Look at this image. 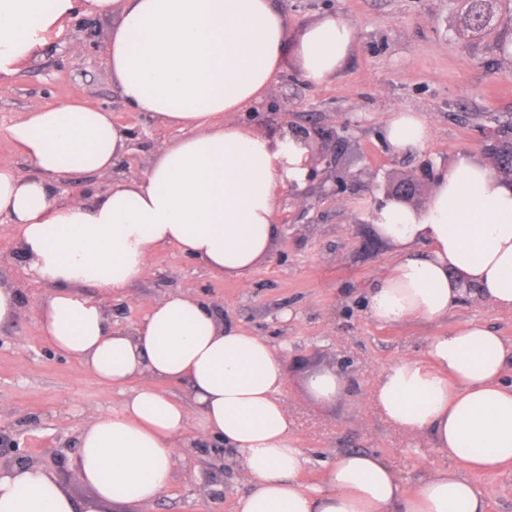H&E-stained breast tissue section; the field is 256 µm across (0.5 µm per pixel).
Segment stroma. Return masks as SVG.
Masks as SVG:
<instances>
[{"mask_svg": "<svg viewBox=\"0 0 512 512\" xmlns=\"http://www.w3.org/2000/svg\"><path fill=\"white\" fill-rule=\"evenodd\" d=\"M289 30L338 14L353 22L359 39L336 78L298 89L288 102L294 126H346L343 161L360 174L365 190L305 207L284 194L276 212L278 235L267 258L241 283L211 274L173 248L153 255L145 276L124 292L86 288L112 309V325L141 321L153 301L185 292L218 308L225 322L265 336L285 356L284 397L294 418L293 436L309 463L302 482L317 485L340 453L364 451L389 462L407 490L442 460L434 449L388 425L372 391L380 373L402 357L421 356L428 336L478 323L512 339V313L466 297L443 320L383 325L366 306L367 295L389 268L392 248L380 239L372 213L396 176L431 164L446 173L458 158L483 159L500 125L512 121V24L479 35L462 32L461 0H277ZM99 38L76 42L75 24L50 40L38 59L0 83V166L26 163L3 132L20 116L82 95L136 130L124 155L123 176H141L152 151L176 137L175 129L131 111L103 54L112 17H96ZM394 111L420 112L432 129L422 149L398 150L382 129ZM111 174H63L50 181L53 202L107 189ZM0 282L16 285L19 309L0 324V434L20 455L52 474L75 501L92 496L72 462L87 421L119 406V388L99 382L76 360L44 339L36 307L51 292L17 253L12 225L0 223ZM338 374L345 388L336 400L314 398L307 388L318 372ZM487 512H512V470L469 473ZM248 488L232 450L194 441L171 487L157 500L109 504L103 512H235Z\"/></svg>", "mask_w": 512, "mask_h": 512, "instance_id": "1", "label": "stroma"}]
</instances>
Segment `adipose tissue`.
<instances>
[{"label": "adipose tissue", "instance_id": "obj_1", "mask_svg": "<svg viewBox=\"0 0 512 512\" xmlns=\"http://www.w3.org/2000/svg\"><path fill=\"white\" fill-rule=\"evenodd\" d=\"M81 5L117 18L104 51L125 103L178 136L156 148L140 177L57 205L49 180L112 171L129 129L78 97L5 129L31 172L0 167V222L14 226L30 271L53 288L36 314L42 333L125 393L79 433L74 470L92 499L74 501L44 469L17 465L0 473V512L156 500L191 430L236 449L249 490L235 512H486L466 475L512 468V339L467 324L429 337L423 356L379 375L373 397L383 418L454 469H436L410 492L376 455L348 451L309 486L299 480L308 459L291 435L284 357L264 337L183 292L115 329L83 293L125 290L164 247L216 276L248 280L277 236L283 189H307L313 151L303 134L271 135L235 115L288 67L314 86L334 78L358 42L356 26L328 14L292 33L274 0H0V79L36 60ZM383 132L397 149L433 136L427 118L408 111L393 112ZM373 221L395 253L368 296L376 322H434L466 296L512 313V181L486 163L459 159L423 207L389 200ZM421 244L426 253H417ZM162 381L187 384L192 407L161 391Z\"/></svg>", "mask_w": 512, "mask_h": 512}]
</instances>
